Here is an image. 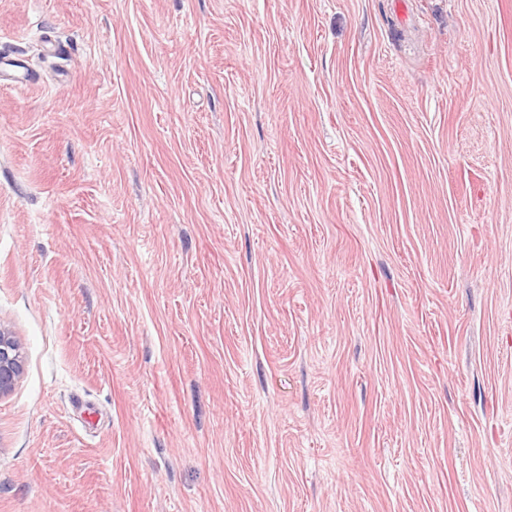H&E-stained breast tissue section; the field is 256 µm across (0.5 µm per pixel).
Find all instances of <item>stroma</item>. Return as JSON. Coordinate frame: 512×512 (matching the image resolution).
I'll use <instances>...</instances> for the list:
<instances>
[{
  "label": "stroma",
  "instance_id": "1",
  "mask_svg": "<svg viewBox=\"0 0 512 512\" xmlns=\"http://www.w3.org/2000/svg\"><path fill=\"white\" fill-rule=\"evenodd\" d=\"M0 512H512V0H0ZM22 373L20 346L11 332L0 327V396L12 391Z\"/></svg>",
  "mask_w": 512,
  "mask_h": 512
}]
</instances>
